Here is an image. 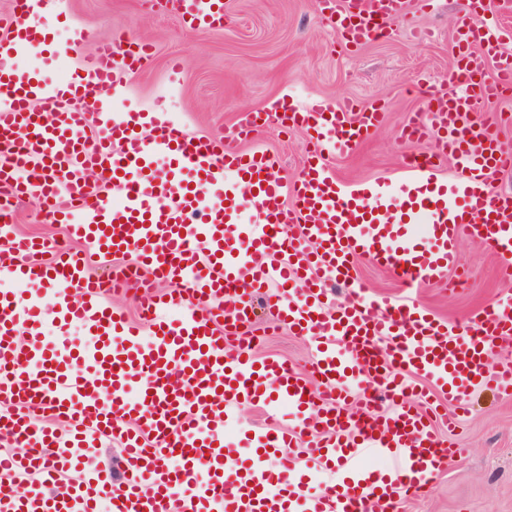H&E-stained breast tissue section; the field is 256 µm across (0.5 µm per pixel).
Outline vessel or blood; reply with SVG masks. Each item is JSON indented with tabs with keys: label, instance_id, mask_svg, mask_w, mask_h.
<instances>
[{
	"label": "vessel or blood",
	"instance_id": "vessel-or-blood-1",
	"mask_svg": "<svg viewBox=\"0 0 512 512\" xmlns=\"http://www.w3.org/2000/svg\"><path fill=\"white\" fill-rule=\"evenodd\" d=\"M166 5L196 30L229 19L224 0ZM315 7L337 17L352 44L407 11L406 0ZM484 7L469 0L449 86L432 92L428 119L402 130L405 140L435 136L433 155L404 156L402 185L352 188L329 172L325 152L364 142L381 107L284 104L308 146L287 184L267 150L239 146L253 113L198 138L160 112L129 103L115 112L121 76L150 57L142 42H100L63 79L20 70L24 56L63 57L43 19L62 16L64 0H14L0 19V404L10 408L0 414V512H98L104 502L112 512H375L431 487L456 454L438 428L456 419L409 403L412 379L433 380L462 411L477 388L511 395L512 360L489 357L512 345V315L489 305L463 325L437 320L416 303L365 295L357 262L423 288L458 270L456 246L467 238L512 270V194L491 189L512 167V147L493 116L474 117L512 91V55L497 22L470 24ZM91 95L99 106L89 112L80 103ZM440 157L455 165L452 183L435 178ZM13 199L36 201L84 253L18 236L6 207ZM126 255L172 284L139 298L147 341L86 267ZM332 285L349 288L346 302L331 305ZM261 307L310 338L307 372L253 355ZM51 322L81 324L95 341H48ZM21 329L28 339L19 347ZM379 399L382 414L372 408ZM247 403L263 406L269 423L228 473L224 431ZM285 406L297 421L275 425ZM48 417L64 430L46 426ZM101 439L120 446L119 461L94 460ZM265 456L278 458L276 471L261 468ZM302 461L336 471L341 488L306 494ZM87 468L90 478L64 484ZM20 477L32 480L23 496L14 491Z\"/></svg>",
	"mask_w": 512,
	"mask_h": 512
}]
</instances>
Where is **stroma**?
<instances>
[{"label": "stroma", "instance_id": "obj_1", "mask_svg": "<svg viewBox=\"0 0 512 512\" xmlns=\"http://www.w3.org/2000/svg\"><path fill=\"white\" fill-rule=\"evenodd\" d=\"M233 15L220 30H190L157 0H66L53 25L59 45L75 31L85 33L82 54L103 40L133 38L152 46L144 67L127 80V95L146 112H164L194 135L232 127L244 111L268 113L267 122L242 140L274 155L285 180L295 179L306 155L305 134L274 116L284 100L351 99L383 106L384 120L348 153H333L327 165L343 182L398 183L403 154L432 153L434 138L399 139L403 125L425 111L434 90L443 88L458 54L457 28L464 0H434L424 9L389 21L382 35L346 44L314 0H226ZM182 59L173 70V59ZM18 232L50 241L65 239L63 225L44 219L33 202L13 207ZM467 286L461 291L434 285L414 300L435 316L463 322L489 304L512 302V276L484 245L459 247ZM258 356H276L297 368L312 352L307 338L274 329L267 314L256 325ZM473 407L444 443L457 454L432 487L409 500L403 512H512V396L474 390Z\"/></svg>", "mask_w": 512, "mask_h": 512}]
</instances>
